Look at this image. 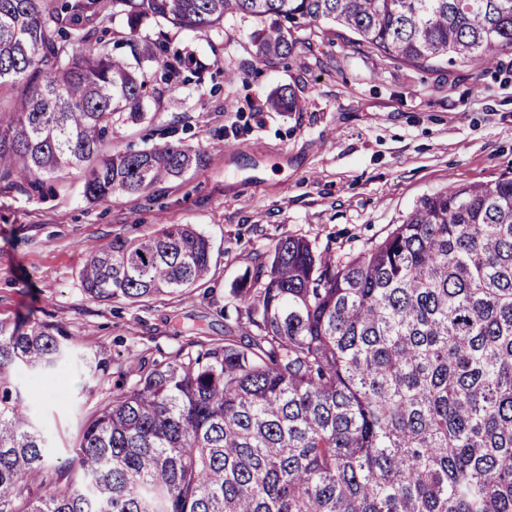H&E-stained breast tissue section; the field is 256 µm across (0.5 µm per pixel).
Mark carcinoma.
<instances>
[{"label": "carcinoma", "mask_w": 512, "mask_h": 512, "mask_svg": "<svg viewBox=\"0 0 512 512\" xmlns=\"http://www.w3.org/2000/svg\"><path fill=\"white\" fill-rule=\"evenodd\" d=\"M229 14L261 22L262 60L325 20L417 68L512 51V0H0V180L82 169L83 196L108 201L200 166L179 143L106 146L160 104L154 81L180 82L185 61L140 38L142 22L202 32ZM117 17L124 56L98 36ZM275 104L302 109L291 89ZM212 251L189 224L115 237L87 249L82 287L99 302L177 298ZM232 295L224 337L117 366L75 467H47L13 379L56 369L73 338L0 321V512H512L511 176L425 196L358 252L282 238ZM82 363L110 375L101 354Z\"/></svg>", "instance_id": "1"}]
</instances>
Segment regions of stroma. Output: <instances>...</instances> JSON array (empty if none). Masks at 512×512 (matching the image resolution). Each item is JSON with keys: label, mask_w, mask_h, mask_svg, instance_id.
Segmentation results:
<instances>
[{"label": "stroma", "mask_w": 512, "mask_h": 512, "mask_svg": "<svg viewBox=\"0 0 512 512\" xmlns=\"http://www.w3.org/2000/svg\"><path fill=\"white\" fill-rule=\"evenodd\" d=\"M250 17L205 32L169 29L193 53L197 73L147 104L151 118L112 128L116 151L162 141L203 151L200 168L143 193L87 202L84 174L0 181V320L34 317L75 340L58 371L20 373L51 447L49 466L73 456L79 429L112 391L88 379L82 354L104 351L128 365L188 340L224 334V305L260 255L289 235L348 252L386 236L424 196L448 184L512 173V51L493 63L421 69L358 46L327 22L305 45L270 62L255 56ZM290 88L300 112L272 108ZM191 224L213 244L208 279L187 294L146 303L89 299L80 280L86 245Z\"/></svg>", "instance_id": "35a3bbf8"}]
</instances>
